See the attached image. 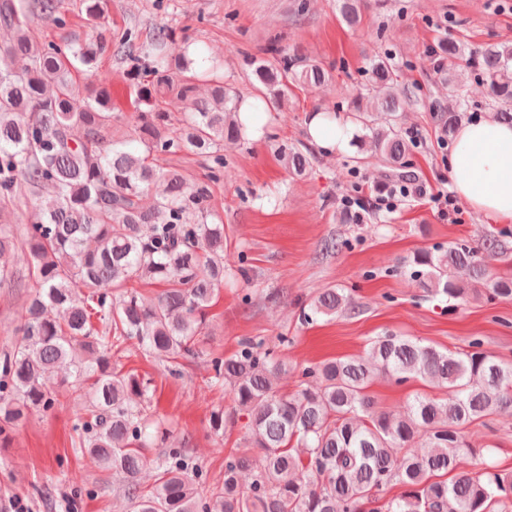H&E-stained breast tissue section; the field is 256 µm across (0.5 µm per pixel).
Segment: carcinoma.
I'll return each mask as SVG.
<instances>
[{"instance_id":"1","label":"carcinoma","mask_w":512,"mask_h":512,"mask_svg":"<svg viewBox=\"0 0 512 512\" xmlns=\"http://www.w3.org/2000/svg\"><path fill=\"white\" fill-rule=\"evenodd\" d=\"M364 2L336 0V8L354 27ZM109 6L81 0L95 36L61 46L34 31L40 18L66 26L60 0H0V28L12 33L0 41V219L16 199L46 186L54 192L49 206L27 216L22 236L0 229V284L16 278L8 257L21 252L27 266L22 322L12 349L0 354V446L30 412L54 405L44 381L65 366L73 383L91 381V418L76 426L80 447L124 479L128 512H509L512 471L477 467L464 435L512 407V362L487 353L478 338L450 352L379 336L359 356L304 368L291 394L276 384L284 361L248 338L235 354L210 358L209 383L230 388L262 464L230 454L223 481L211 483L190 449L167 448L156 461L155 486L142 490L137 476L167 429L142 405L148 383L112 368V352L134 342L172 373L198 356L206 310L226 276L224 224L209 208L210 184L224 176V143L245 141L252 117L280 111L293 88L325 86L333 75L275 36L263 56L248 61L255 90L248 102L224 79L190 66L188 38L169 52L171 28L103 35ZM441 53L449 62L442 81L456 96V107L438 114L442 136L454 135L467 107L457 82L463 67L480 72L495 103L492 117L512 125V43L472 50L448 41ZM106 54L125 64L136 86V125L118 138L111 92L73 80ZM394 68L388 56L370 62L374 101H351L361 129L353 145L381 161L387 182L410 183L418 174L408 160L413 143L399 125ZM171 95L187 109L175 128L161 108ZM179 153L207 158L206 180L161 164ZM280 155L293 174L309 172L308 151L284 144ZM413 264L417 286L430 293L512 299V256L492 234L418 251ZM132 282L166 288L148 303ZM351 307L343 288H324L311 302L314 316ZM377 375L398 385L428 380L445 396L414 394L401 413L380 410L366 393ZM395 487L400 492L390 494Z\"/></svg>"}]
</instances>
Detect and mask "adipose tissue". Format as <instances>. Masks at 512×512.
<instances>
[{
  "label": "adipose tissue",
  "mask_w": 512,
  "mask_h": 512,
  "mask_svg": "<svg viewBox=\"0 0 512 512\" xmlns=\"http://www.w3.org/2000/svg\"><path fill=\"white\" fill-rule=\"evenodd\" d=\"M455 192L489 221H512V126L489 118L463 124L449 160Z\"/></svg>",
  "instance_id": "adipose-tissue-1"
}]
</instances>
